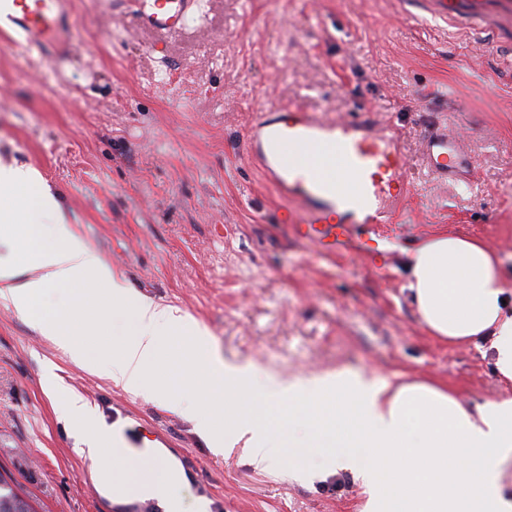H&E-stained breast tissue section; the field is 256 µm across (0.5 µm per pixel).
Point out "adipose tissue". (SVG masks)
Listing matches in <instances>:
<instances>
[{
	"instance_id": "1",
	"label": "adipose tissue",
	"mask_w": 512,
	"mask_h": 512,
	"mask_svg": "<svg viewBox=\"0 0 512 512\" xmlns=\"http://www.w3.org/2000/svg\"><path fill=\"white\" fill-rule=\"evenodd\" d=\"M22 199L35 204L26 219L18 214ZM0 225L22 238L19 266L31 271L20 283L18 266L0 265V300L126 392L184 412V394L194 388L204 405L195 413L197 426L215 452L243 444L255 468H277L299 481L316 471L355 470L366 496L361 512H512L505 492L512 398L471 409L434 382L396 386L347 369L304 382L226 362L194 317L113 277L65 224L59 202L32 169L0 167ZM406 256L407 288L422 324L456 344L491 336L496 368L512 381V293L500 259L480 241L448 234L421 241ZM92 289L102 312L130 315L134 323L132 334L103 356L92 354L75 329L80 320L87 332L98 328L86 311ZM53 290L68 291L66 309L45 304ZM65 413L89 427L85 451L101 460V482L127 495L158 493L165 512H182L169 492L182 483L180 472H155L139 458L133 477H117L111 430L75 396H68Z\"/></svg>"
}]
</instances>
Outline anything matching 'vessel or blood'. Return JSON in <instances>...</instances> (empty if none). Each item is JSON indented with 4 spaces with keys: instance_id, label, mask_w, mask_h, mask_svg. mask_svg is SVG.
<instances>
[{
    "instance_id": "vessel-or-blood-1",
    "label": "vessel or blood",
    "mask_w": 512,
    "mask_h": 512,
    "mask_svg": "<svg viewBox=\"0 0 512 512\" xmlns=\"http://www.w3.org/2000/svg\"><path fill=\"white\" fill-rule=\"evenodd\" d=\"M67 0H0V28L23 32L29 43L60 46ZM192 0H138L140 26L160 33L185 28ZM403 13L432 17L495 41L500 23H512V0H401ZM425 164L441 179L458 174L462 152L447 135H427ZM248 152L277 193L291 205L295 236L324 254L349 242L371 253L374 238L397 230V201L410 186L408 168L391 127L376 129L371 112L329 120L291 104L260 113L247 135ZM345 162L361 179L355 192L339 186Z\"/></svg>"
}]
</instances>
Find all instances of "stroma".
Listing matches in <instances>:
<instances>
[{
    "mask_svg": "<svg viewBox=\"0 0 512 512\" xmlns=\"http://www.w3.org/2000/svg\"><path fill=\"white\" fill-rule=\"evenodd\" d=\"M136 0H71L66 44L0 33V166L36 170L67 224L129 288L206 326L225 360L310 380L348 368L447 384L469 407L512 396L489 340L430 336L409 295L407 249L437 234L482 241L512 290V26L459 41L406 19L398 0H197V20L137 28ZM297 103L332 120L393 124L412 184L384 256L322 255L295 240L288 204L252 165L255 113ZM439 128L470 162L469 186L430 175ZM53 370L124 438L162 433L191 470L174 492L195 512H360L349 471L307 481L214 453L187 414L92 372L0 303V475L36 512H101L84 484L76 425L42 387Z\"/></svg>",
    "mask_w": 512,
    "mask_h": 512,
    "instance_id": "35a3bbf8",
    "label": "stroma"
}]
</instances>
